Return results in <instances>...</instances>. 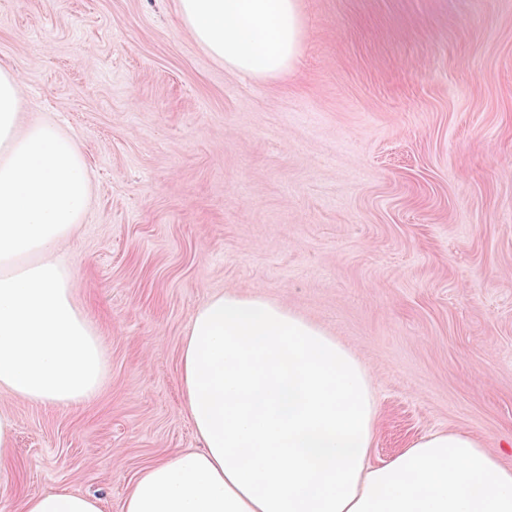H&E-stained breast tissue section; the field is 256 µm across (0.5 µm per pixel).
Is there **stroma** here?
<instances>
[{"instance_id":"obj_1","label":"stroma","mask_w":512,"mask_h":512,"mask_svg":"<svg viewBox=\"0 0 512 512\" xmlns=\"http://www.w3.org/2000/svg\"><path fill=\"white\" fill-rule=\"evenodd\" d=\"M294 69L255 81L177 0H0L22 126L91 176L59 247L107 368L68 406L0 393V512L51 489L122 512L200 447L180 384L208 297L284 306L364 366L371 460L461 431L512 464V0H302Z\"/></svg>"}]
</instances>
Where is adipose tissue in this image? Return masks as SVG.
<instances>
[{
	"mask_svg": "<svg viewBox=\"0 0 512 512\" xmlns=\"http://www.w3.org/2000/svg\"><path fill=\"white\" fill-rule=\"evenodd\" d=\"M193 39L237 73L277 80L305 36L300 0H178ZM181 383L203 446L147 467L123 512H512V466L463 432L370 463L376 407L364 367L318 327L257 297L207 298ZM24 512H103L55 490Z\"/></svg>",
	"mask_w": 512,
	"mask_h": 512,
	"instance_id": "1",
	"label": "adipose tissue"
}]
</instances>
